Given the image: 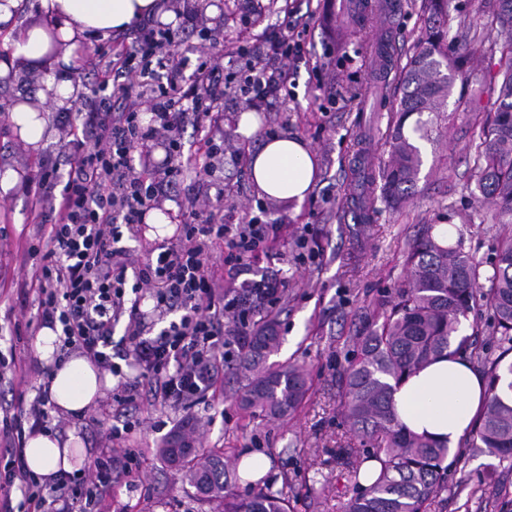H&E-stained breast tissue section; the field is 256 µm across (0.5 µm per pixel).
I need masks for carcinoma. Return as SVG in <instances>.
I'll list each match as a JSON object with an SVG mask.
<instances>
[{"mask_svg":"<svg viewBox=\"0 0 512 512\" xmlns=\"http://www.w3.org/2000/svg\"><path fill=\"white\" fill-rule=\"evenodd\" d=\"M429 15L418 46L401 70L405 94L390 141V160L384 169L383 193L398 204L410 197L422 165L415 139L404 132L416 117L412 132L420 139L431 134V116L448 110V96L456 76L469 70L482 46L477 25L459 22L448 37L449 0H427ZM492 21L509 34L500 48L505 60L497 81L495 112L481 127L482 142L475 157L478 194L494 203V220L502 235L494 257L477 260L460 244L439 245L426 233L409 243L408 276L389 299L369 314L368 327L357 337V353L343 372L339 410L361 438L364 449L345 448L342 460L352 484L345 512H431L448 492V469L443 466L450 448L406 431L398 422L392 395L405 376L446 354L471 350L486 378L485 400L473 420L467 447L480 448L501 461L512 460V0H487ZM359 34L373 12L365 0H356ZM386 40L371 44L369 67L388 65ZM481 306L500 335L502 351L491 357L467 336L455 340L461 321ZM276 319L261 317L248 336L242 364L251 373L241 397L243 409L257 408L273 418L294 416L307 398V370L296 363L268 366L277 350ZM187 421L162 441L159 455L182 473L197 493L220 506L219 512H293L288 482L277 487L261 476L240 479L245 493L228 488L224 461L217 455H195ZM380 463L377 477L361 484L363 462Z\"/></svg>","mask_w":512,"mask_h":512,"instance_id":"obj_1","label":"carcinoma"}]
</instances>
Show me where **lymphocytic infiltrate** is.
<instances>
[{"label":"lymphocytic infiltrate","instance_id":"f902f5d3","mask_svg":"<svg viewBox=\"0 0 512 512\" xmlns=\"http://www.w3.org/2000/svg\"><path fill=\"white\" fill-rule=\"evenodd\" d=\"M189 25L186 19L175 25L142 19L120 47L94 48L103 80L133 78L140 91L99 101L97 111L87 113L80 135L68 143L67 173L41 167L30 179L37 320L61 327V357L79 352L117 377L113 400L125 420L106 433L94 472L64 475L46 488L27 466L25 440L53 430L48 398L39 395L14 412L0 430V487L20 491L17 512H102L115 479L138 477L133 454L123 446L136 426L130 412L147 401L187 408L215 393L225 362L242 355L252 305L272 308L280 301L277 284L264 278L225 292L210 261L213 250L227 248L221 263L234 270L270 248L284 224L268 220L265 211L227 224L215 220L208 202L187 196L174 242L160 245L154 260L135 264L122 244L124 232L144 224L178 176L190 171L201 179L223 168L224 155L211 141L184 154L185 128L217 116L230 89L255 106H271L294 84V64L304 54L307 25L288 10L251 47L225 42L223 30L201 29L203 39L223 43L224 54L199 55L190 71L172 51ZM145 111L151 114L146 124L140 118ZM157 143L166 152L160 164L152 158ZM146 300L155 314L169 317L167 327L157 331L146 322ZM120 323L124 334L116 341Z\"/></svg>","mask_w":512,"mask_h":512}]
</instances>
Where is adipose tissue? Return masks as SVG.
I'll use <instances>...</instances> for the list:
<instances>
[{"label":"adipose tissue","instance_id":"1","mask_svg":"<svg viewBox=\"0 0 512 512\" xmlns=\"http://www.w3.org/2000/svg\"><path fill=\"white\" fill-rule=\"evenodd\" d=\"M38 10L57 26L66 44L60 60L70 64L81 36H108L143 17L159 13L160 0H36ZM250 169L258 187L275 198L303 201L315 176L313 156L294 137L266 139L251 157ZM485 382L461 357L443 356L406 379L393 395L394 410L410 432L438 442L457 444L481 408ZM101 382L96 368L81 355L56 365L48 398L63 414L77 417L98 398ZM75 433L59 437L43 432L26 440L29 469L45 479L73 471Z\"/></svg>","mask_w":512,"mask_h":512}]
</instances>
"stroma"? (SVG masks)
I'll return each instance as SVG.
<instances>
[{
  "mask_svg": "<svg viewBox=\"0 0 512 512\" xmlns=\"http://www.w3.org/2000/svg\"><path fill=\"white\" fill-rule=\"evenodd\" d=\"M166 12L189 9L200 28L220 27L226 41L252 44L258 30L243 19L244 0H164ZM298 14L307 15L306 52L296 63L293 99L273 112L258 113L260 132L243 140L236 132L239 114L249 111L248 101L236 92L224 98L219 121L183 133L184 149L195 152L207 134L224 144V221L235 224L256 205L270 219L284 220L288 230L267 257L251 263L253 279L274 277L283 290L274 310L280 346L272 359L304 365L311 384L308 398L293 418L274 419L255 410L243 413L238 401L250 374L241 363L224 371L222 394L188 407H146L125 445L144 453L140 478L118 481L106 501L108 512H215L213 503L197 497L158 455L164 437L158 422L176 426L196 419L199 452L223 456L229 467L242 457L260 453L270 463L268 478L288 482L294 512H345L351 486L345 468L336 462L342 448L360 441L337 410L339 379L348 357L363 332L373 307L407 277L409 242L428 227L447 225L450 242L483 259L496 249L501 227L490 223L492 204L474 212L466 207L476 190L475 146L485 111L495 96L489 84L498 61L479 57L468 78H456L448 109L437 122L440 133L422 142V160L414 196L399 208L377 199L370 223L356 218L353 169L367 164L381 189V173L388 161L390 117L402 95L399 70L412 56L424 28L425 0H391L389 14L375 22L373 36L386 37L394 63L379 75L364 65L365 49L359 38L339 43L347 30L342 0H295ZM336 106L326 109L328 97ZM480 111H472L471 100ZM60 109L47 108L50 135L39 146L26 144L9 113L0 114V170L34 172L47 159L58 160L77 122L60 123ZM278 135L302 139L311 149L316 174L303 202H284L263 195L253 182L248 162L237 150L253 154L264 141L265 127ZM33 204L22 185L0 196V355L27 359L36 353L39 333L35 292L24 286L32 275L25 256L29 247ZM313 226L320 257L301 261L295 246L304 226ZM113 388L102 390L99 404L90 405L81 418L67 419L66 430L82 439L75 449L77 469L94 470L96 448L112 414L101 413ZM448 497L435 512H512V464L499 462L475 448L452 447L447 459Z\"/></svg>",
  "mask_w": 512,
  "mask_h": 512,
  "instance_id": "1",
  "label": "stroma"
}]
</instances>
